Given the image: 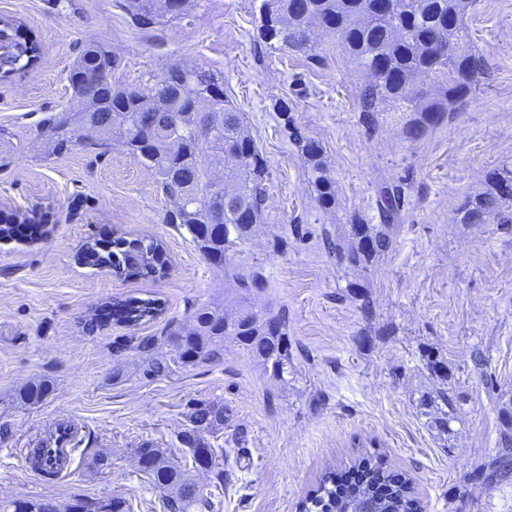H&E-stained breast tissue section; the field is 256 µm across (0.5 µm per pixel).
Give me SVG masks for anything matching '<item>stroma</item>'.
<instances>
[{
  "label": "stroma",
  "instance_id": "stroma-1",
  "mask_svg": "<svg viewBox=\"0 0 512 512\" xmlns=\"http://www.w3.org/2000/svg\"><path fill=\"white\" fill-rule=\"evenodd\" d=\"M260 0H189L184 20L143 30L124 0H0V16L22 21L43 47L34 68L0 80V199L37 213L41 237L0 242V503H66L73 495L119 496L134 512H163L161 493L138 471L130 448L177 451L189 400L220 401L224 487L213 512H298L322 474L375 452L407 474L426 512H512V474L497 475L512 413V224H463L457 209L512 167V0H476L467 24L489 70L474 95L417 140L399 113L375 132L359 121L364 75L318 33V57L276 50L259 34ZM98 41L120 58L116 79L153 83L170 65L202 66L224 78L268 163L265 222L218 266L183 227L164 223L172 204L153 170L115 144L100 157L49 154L37 123L68 106L65 74ZM286 101L283 121L275 104ZM319 142L336 204L319 205L290 133ZM404 204L391 246L364 268L323 248L331 234L351 243L352 219L380 224V192ZM116 230L149 236L168 254L164 277L124 280L81 259L84 243ZM288 240L270 252L274 237ZM266 286L245 294L240 276ZM156 298L162 314L138 327L89 322L103 303ZM371 312L363 314L362 299ZM234 317L251 308L286 313L293 371L273 378L237 343L219 361L168 377L142 374L144 355L125 338L189 323L202 306ZM49 381L34 405L18 393ZM457 393L449 417L435 402ZM62 421L77 428L70 474H32L27 448ZM108 466H99L100 457Z\"/></svg>",
  "mask_w": 512,
  "mask_h": 512
}]
</instances>
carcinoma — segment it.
Segmentation results:
<instances>
[{"mask_svg": "<svg viewBox=\"0 0 512 512\" xmlns=\"http://www.w3.org/2000/svg\"><path fill=\"white\" fill-rule=\"evenodd\" d=\"M475 0H262L260 36L268 44L317 57L315 29L325 26L355 66L367 77L361 91L360 122L369 132L376 129L378 113L404 110L411 117L403 125L406 138L415 140L441 124L456 106L473 95L487 72V61L473 45L467 24ZM126 9L141 29L157 25L166 16L186 15L187 0L171 10L168 0H127ZM0 77L9 78L36 66L42 55L40 41L23 23L0 17ZM117 60L102 44H85L66 80L72 106L45 117L38 135L52 153L74 149L105 152L114 138L141 159L158 176L163 193L177 201L164 221L178 224L191 234L208 259L225 257L249 239L263 220L265 159L256 146L241 113L224 94L221 75L202 67L171 66L155 83L166 94L157 97L154 86H131L113 79ZM87 73L102 82L103 102L88 115L89 127H77L83 113L81 83ZM205 101L209 116H201L196 103ZM212 120L217 131L205 146L195 137L198 125ZM295 141L310 164L317 200L324 209L335 205V190L324 175L320 144L300 133ZM402 204L401 190L381 194V211L393 219ZM470 224L512 223V169L490 172L485 190L466 198L457 209ZM388 224L352 225L355 243L345 248L328 243L336 260L347 267L364 268L389 248ZM83 259L107 267L125 279H155L165 274L164 247L152 238L112 236V254L101 253L89 243ZM162 312L157 298L127 297L112 303V321L127 327L146 324ZM284 318L259 310L230 319L221 307L194 311L188 327L172 323L163 337L169 347L158 352V339L145 336L136 349L148 353L143 374L167 377L188 366L218 360L224 343L233 340L260 358L272 376L284 378L291 364L285 339ZM47 382L20 390L19 398L37 404L49 393ZM188 427L177 435L181 451L200 468L197 449H211V486L224 487V468L216 464L217 449L206 436L224 428V402L192 401L187 405ZM145 460L138 467L160 490L167 492L165 512H211L212 492L194 482L185 466L165 456L162 449L143 442L131 449ZM350 468L358 479L336 491V471L324 473L300 504V512H345V506L361 496L384 504L383 512H422L406 475L388 465L380 453L357 456ZM48 500L16 499L0 506V512H49ZM63 512H132L122 497L73 496Z\"/></svg>", "mask_w": 512, "mask_h": 512, "instance_id": "carcinoma-1", "label": "carcinoma"}]
</instances>
